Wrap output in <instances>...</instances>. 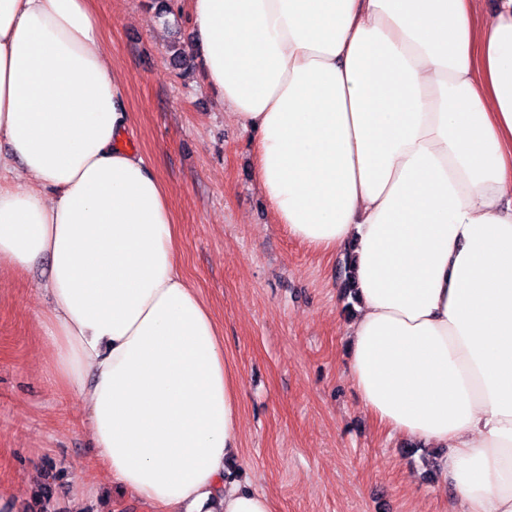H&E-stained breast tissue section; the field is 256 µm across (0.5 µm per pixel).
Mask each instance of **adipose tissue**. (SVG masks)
<instances>
[{
    "label": "adipose tissue",
    "instance_id": "obj_1",
    "mask_svg": "<svg viewBox=\"0 0 512 512\" xmlns=\"http://www.w3.org/2000/svg\"><path fill=\"white\" fill-rule=\"evenodd\" d=\"M479 2L190 0V19L276 223L354 252L363 407L443 449L463 512H512V0ZM132 129L92 0H0V265H49L51 379L154 512H272L226 469L242 380Z\"/></svg>",
    "mask_w": 512,
    "mask_h": 512
}]
</instances>
